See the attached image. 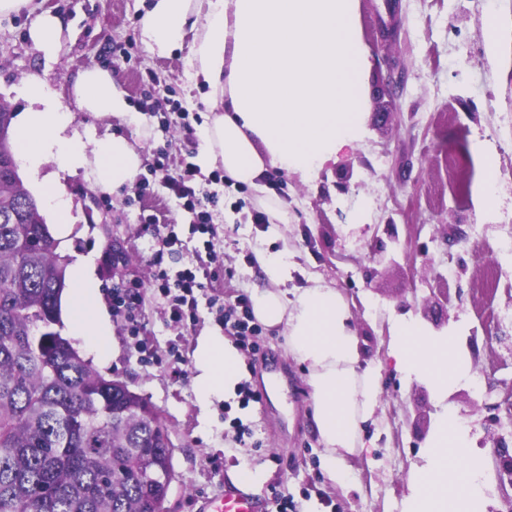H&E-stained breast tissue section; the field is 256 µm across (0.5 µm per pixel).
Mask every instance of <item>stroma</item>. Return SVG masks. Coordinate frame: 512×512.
Returning <instances> with one entry per match:
<instances>
[{
    "label": "stroma",
    "mask_w": 512,
    "mask_h": 512,
    "mask_svg": "<svg viewBox=\"0 0 512 512\" xmlns=\"http://www.w3.org/2000/svg\"><path fill=\"white\" fill-rule=\"evenodd\" d=\"M148 0H34L35 9L65 24L56 59L29 39L34 11L0 17V102L18 111L16 92L38 73L64 101L79 74L96 65L112 71L141 125H124L89 112L78 127L118 132L138 142L140 180L117 191L99 189L84 173L62 175L75 223L60 245L69 261L91 258L100 302L112 324L108 359L86 352L106 378L118 380L160 411L173 444L174 478L163 512H198L201 500L232 488L231 471L263 468L268 481L255 493L260 512H402L413 471L442 407L453 409L488 448V512H512V477L491 447L512 437V419L500 404L512 390V324L504 341L484 329L512 311V0H358L368 51L365 135L346 158L309 180L269 168L263 191L212 180L201 163L199 132L210 112L206 89L188 78L190 43L171 57L151 55L139 38ZM497 18V41L487 33ZM393 34L382 37L383 27ZM198 167L193 187L208 198L210 222L223 267L199 293L198 318L188 327L169 319L165 299L151 288L157 268L177 272L199 265L200 242L169 183L185 163ZM491 188L493 200L480 194ZM288 206L282 235L256 223L263 197ZM395 232H388V224ZM180 250L160 245L168 230ZM381 241L391 264L375 265L368 245ZM288 250V288H336L349 304L364 341L363 362L377 368L380 405L361 429L362 451L346 458L348 482L335 486L323 473L312 421L307 370L288 355L285 338L268 326L242 346L245 391L201 408L193 382L198 336L222 331L210 299L235 304L264 287L257 250ZM142 284L140 315L153 346L139 359L123 314L112 310L117 282ZM447 293L442 332L468 360L472 380L437 400L421 379L396 370L390 355L394 329L423 323L422 302ZM178 346L172 356L170 346Z\"/></svg>",
    "instance_id": "1"
}]
</instances>
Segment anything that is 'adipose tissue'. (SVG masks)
<instances>
[{"label": "adipose tissue", "mask_w": 512, "mask_h": 512, "mask_svg": "<svg viewBox=\"0 0 512 512\" xmlns=\"http://www.w3.org/2000/svg\"><path fill=\"white\" fill-rule=\"evenodd\" d=\"M139 36L158 57L191 41L192 78L207 84V105L214 112L200 132L204 160L222 166L233 183L260 187L271 167L311 178L363 137L367 52L356 0H151ZM29 37L45 58H56L61 19L41 11ZM17 93L26 105L11 120V139L56 238L64 240L72 224L60 174L84 172L109 191L131 182L142 165L136 141L114 132L78 130L76 111L125 124L140 118L113 74L98 67L80 74L70 105L35 74L21 82ZM48 164L55 171L46 175L42 169ZM257 261L268 286L254 297V315L281 330L289 354L306 365L323 470L330 481L346 484L345 458L365 446L361 425L379 403V375L362 366L363 346L351 310L335 288L287 293V251H261ZM69 283L62 301L67 332L81 346L104 354L112 325L102 310L90 259L71 266ZM395 334L396 369L424 378L437 398H445L467 375L468 365L451 338L429 337L412 322L399 324ZM193 365L202 407L235 394L242 355L231 339L218 333L199 336ZM471 441V430L458 415L442 410L404 512H487L485 461Z\"/></svg>", "instance_id": "obj_1"}]
</instances>
